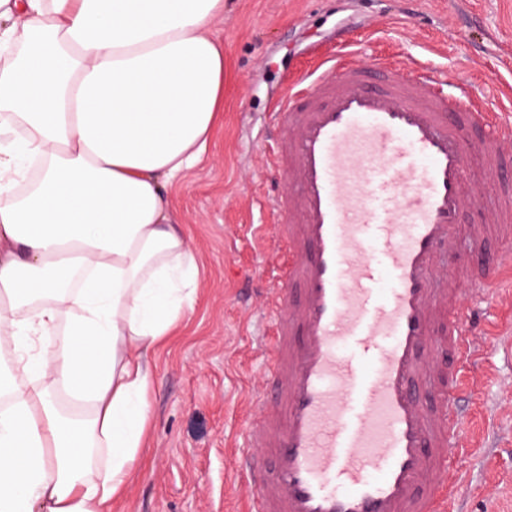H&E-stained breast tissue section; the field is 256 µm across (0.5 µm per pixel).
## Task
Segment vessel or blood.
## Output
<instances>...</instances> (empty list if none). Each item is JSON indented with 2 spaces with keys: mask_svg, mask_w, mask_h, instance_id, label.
<instances>
[{
  "mask_svg": "<svg viewBox=\"0 0 512 512\" xmlns=\"http://www.w3.org/2000/svg\"><path fill=\"white\" fill-rule=\"evenodd\" d=\"M353 44L290 79L272 114L276 220L259 234L277 258L266 307L280 316L260 343L275 355L271 396L241 458L253 512H449L455 493L460 366L480 331L432 269L460 235L478 252L512 223L511 168L482 162L492 205L465 187L468 130L483 128L494 153L512 122L469 84L418 63L364 66ZM506 278L512 235L478 269L484 285Z\"/></svg>",
  "mask_w": 512,
  "mask_h": 512,
  "instance_id": "b4317fda",
  "label": "vessel or blood"
}]
</instances>
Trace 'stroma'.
Listing matches in <instances>:
<instances>
[{
  "mask_svg": "<svg viewBox=\"0 0 512 512\" xmlns=\"http://www.w3.org/2000/svg\"><path fill=\"white\" fill-rule=\"evenodd\" d=\"M224 45V110L201 160L172 179L170 208L197 258L194 302L151 353L149 421L112 512H247L234 459L254 403L268 394L254 341L271 259L257 238L276 214L263 196L271 106L289 75L357 38L362 62L421 60L442 83L512 95V0H224L211 26ZM512 295L498 288L483 325L456 456V512H512Z\"/></svg>",
  "mask_w": 512,
  "mask_h": 512,
  "instance_id": "obj_1",
  "label": "stroma"
}]
</instances>
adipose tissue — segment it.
<instances>
[{
  "label": "adipose tissue",
  "instance_id": "1",
  "mask_svg": "<svg viewBox=\"0 0 512 512\" xmlns=\"http://www.w3.org/2000/svg\"><path fill=\"white\" fill-rule=\"evenodd\" d=\"M224 0H0V512H110L192 303L165 185L224 110ZM61 335L46 351L45 337ZM57 394L81 407L74 415Z\"/></svg>",
  "mask_w": 512,
  "mask_h": 512
}]
</instances>
